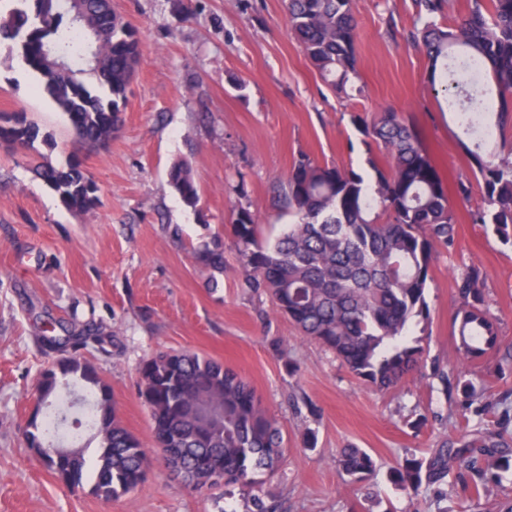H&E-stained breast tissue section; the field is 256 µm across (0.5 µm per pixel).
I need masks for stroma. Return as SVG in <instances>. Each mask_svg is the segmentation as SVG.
Listing matches in <instances>:
<instances>
[{
  "label": "stroma",
  "instance_id": "1",
  "mask_svg": "<svg viewBox=\"0 0 512 512\" xmlns=\"http://www.w3.org/2000/svg\"><path fill=\"white\" fill-rule=\"evenodd\" d=\"M137 29L143 56L124 123L108 145L84 154L98 187L90 213L65 209L36 173L57 166L74 134L39 80L8 46H0V113H25L53 136V146L18 150L0 144V512H247L222 489L199 494L153 460L130 495L106 501L70 489L47 473L26 445L31 394L48 362L47 329L93 325L111 334L109 354L85 355L112 389L124 425L149 441V417L137 395V371L161 350H192L233 368L255 387L281 423L288 453L280 476L264 486L283 512H495L475 500L469 476H448V499L418 498L387 475L406 456H426L465 427L455 395L434 371L455 375L459 362L452 270L474 264L512 347V246L468 212L483 200L460 143L461 131L432 85L425 55L408 40L415 0H358L357 74L332 93L292 37L286 0H112ZM393 109L421 130L447 187L470 181L471 196L450 195L456 237L439 249L429 272L427 351L421 369L400 387L375 390L334 355L301 338L271 297L245 288L247 270L230 226L239 208L258 216L268 238L290 219L274 189L306 154L322 164L365 167L368 157L353 114ZM186 161L198 187L187 206L168 182ZM224 247L223 271L202 270L193 253ZM499 353L468 372L489 384L488 401L512 391L498 377ZM365 449L377 470L350 484L335 459Z\"/></svg>",
  "mask_w": 512,
  "mask_h": 512
}]
</instances>
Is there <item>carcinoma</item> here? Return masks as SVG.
<instances>
[{
	"label": "carcinoma",
	"instance_id": "cac0c4a2",
	"mask_svg": "<svg viewBox=\"0 0 512 512\" xmlns=\"http://www.w3.org/2000/svg\"><path fill=\"white\" fill-rule=\"evenodd\" d=\"M33 10L0 13V41H19L23 63L42 79L41 89L66 115L74 132L64 165L38 171L69 211L94 208L97 186L86 175L82 153L105 146L124 121L133 75L143 48L135 29L110 0H18ZM467 13L443 26L436 21L447 0H417L421 26L409 34L429 60L432 79L448 98L474 112L462 123L470 140L466 151L483 201L469 212L474 224L491 226L512 243V144L490 150L489 127L507 141L512 126V0H468ZM290 31L327 88L344 86L357 67V0H287ZM479 66L482 89L499 110L477 107L480 91L463 80L466 66ZM352 123L368 147L367 173L321 165L307 156L294 162L279 192L288 229L274 239L261 235L255 214L240 208L232 224L235 249L248 269L245 286L267 292L276 309L300 335L331 351L355 377L383 391L400 386L419 369L429 321L426 288L438 245L455 241V213L447 186L424 145L419 128L386 110L372 119L359 114ZM50 135L24 113H0V142L22 149ZM169 183L190 207L199 192L188 164L177 161ZM204 269L224 268V248L205 246L195 253ZM458 308L457 350L466 362L499 349L498 326L490 314L483 272L465 265L455 276ZM93 343L108 353L99 328L66 336H45L43 347L56 354L35 385L36 408L25 438L41 465L67 487L91 483V493L112 500L133 493L146 479L150 451L119 416L110 386L84 350ZM138 396L146 409L151 442L169 470L188 486L211 491L238 488L252 504L249 512H276L262 498V486L280 469L287 448L279 421L263 406L255 388L224 363L189 350L160 351L138 370ZM92 397L88 435L64 442L49 434L50 410L61 393ZM455 389L465 409L484 414L476 381L462 371ZM512 438V401L490 424L455 440L443 439L431 455L405 457L389 474L397 487L419 495L421 488L443 491L449 471L471 473L480 500L492 493L501 473L512 469L505 437ZM339 469L351 482L375 470L360 448H342Z\"/></svg>",
	"mask_w": 512,
	"mask_h": 512
}]
</instances>
